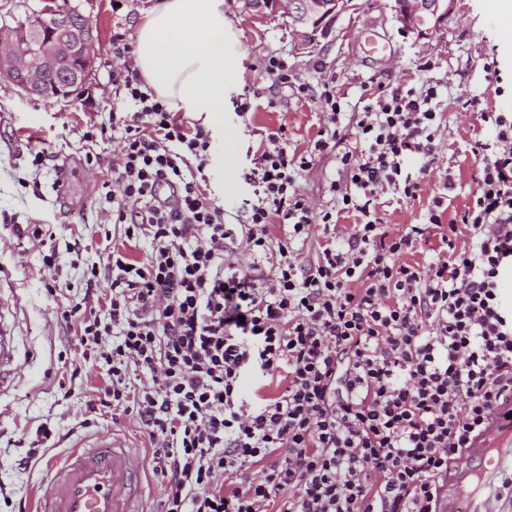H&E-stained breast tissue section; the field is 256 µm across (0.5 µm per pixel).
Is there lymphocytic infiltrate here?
I'll list each match as a JSON object with an SVG mask.
<instances>
[{"instance_id":"lymphocytic-infiltrate-1","label":"lymphocytic infiltrate","mask_w":512,"mask_h":512,"mask_svg":"<svg viewBox=\"0 0 512 512\" xmlns=\"http://www.w3.org/2000/svg\"><path fill=\"white\" fill-rule=\"evenodd\" d=\"M116 79L135 110L112 117V219L151 251L108 253L109 322L79 303L63 317L112 376L89 410L135 411L162 512H439L449 462L489 419L512 416V308L499 286L512 262V113L467 100L493 135L472 148L469 203L449 219L435 197L425 223L393 233L380 198H419L439 89L380 85L346 116L324 87L327 127L301 152L285 130L268 133L244 175V218L228 224L188 176L210 160L207 134L136 72ZM329 153L341 175L317 211L298 180ZM316 230L310 261L298 247ZM240 241L249 262L233 268ZM113 329L120 340L104 348ZM253 367L276 387L248 399Z\"/></svg>"}]
</instances>
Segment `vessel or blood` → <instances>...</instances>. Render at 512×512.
Masks as SVG:
<instances>
[{"label": "vessel or blood", "mask_w": 512, "mask_h": 512, "mask_svg": "<svg viewBox=\"0 0 512 512\" xmlns=\"http://www.w3.org/2000/svg\"><path fill=\"white\" fill-rule=\"evenodd\" d=\"M15 369L12 333L0 321V388ZM508 464L512 422L491 419L485 435L476 438L448 472L447 512H494L489 490ZM141 471L139 452L123 439H113L106 450L76 447L45 483L40 512H143Z\"/></svg>", "instance_id": "1"}]
</instances>
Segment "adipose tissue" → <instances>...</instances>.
Instances as JSON below:
<instances>
[{"label": "adipose tissue", "mask_w": 512, "mask_h": 512, "mask_svg": "<svg viewBox=\"0 0 512 512\" xmlns=\"http://www.w3.org/2000/svg\"><path fill=\"white\" fill-rule=\"evenodd\" d=\"M224 0H157L137 25L133 62L171 110L202 114L224 128V93L239 75L228 50Z\"/></svg>", "instance_id": "obj_1"}]
</instances>
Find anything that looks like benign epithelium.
Returning a JSON list of instances; mask_svg holds the SVG:
<instances>
[{
  "label": "benign epithelium",
  "mask_w": 512,
  "mask_h": 512,
  "mask_svg": "<svg viewBox=\"0 0 512 512\" xmlns=\"http://www.w3.org/2000/svg\"><path fill=\"white\" fill-rule=\"evenodd\" d=\"M458 0H386L401 33L430 39L445 29ZM224 9L265 20L282 17L299 50H314L337 20L358 10L355 0H225ZM79 9L67 2L42 0L25 22H0V83L33 101L79 97L93 68L98 33L90 21L74 22ZM58 74L60 80H50Z\"/></svg>",
  "instance_id": "1"
}]
</instances>
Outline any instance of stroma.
<instances>
[{
	"label": "stroma",
	"mask_w": 512,
	"mask_h": 512,
	"mask_svg": "<svg viewBox=\"0 0 512 512\" xmlns=\"http://www.w3.org/2000/svg\"><path fill=\"white\" fill-rule=\"evenodd\" d=\"M99 33L95 65L84 92L67 102H33L13 87L0 85V311L13 334L19 369L0 391V512H34L42 485L43 464L23 462L30 448L46 450L47 460L62 459L78 442L104 444L112 437L126 439L142 455L150 447L134 412L91 416L87 407L111 383L106 363L88 359L75 344V327L61 312L86 292V269L101 274L98 294L110 289L105 272L107 250L124 240L123 225L112 221V201L104 181L120 154L112 135L113 111L133 106L118 93L113 74L119 66L112 54V36L135 41L139 18L156 0H73ZM357 14L342 17L335 33L313 52L295 50L282 19L263 22L227 12L240 45L239 80L225 93L224 152L213 155L205 170L226 223L238 221L244 199L252 195L244 174L269 132L285 127L290 144L306 150L327 124L318 97L329 83L344 111L361 107L377 84L439 85L445 107L437 159L421 197L406 204L394 196L382 198L385 224L398 230L419 223L429 201L446 195L449 210L467 204L474 189V141H490L477 113L463 101L480 96L489 108L512 112V94L498 95L486 79L483 65L496 56L503 79L512 78V20L496 0H459L445 30L420 41L404 36L383 0H360ZM370 40L383 42L379 57L366 53ZM284 58L289 69L312 87L304 98L274 84L265 64L270 56ZM249 97L252 109L239 116L236 102ZM48 158L34 165L35 151ZM75 158L66 190H59L57 167ZM454 188L444 191L446 173ZM339 176L335 155L317 160L300 178L299 189L315 207L326 206L332 180ZM29 224L51 225L56 234L52 268L42 265L37 239L20 234ZM65 283L51 295L45 280Z\"/></svg>",
	"instance_id": "1"
}]
</instances>
